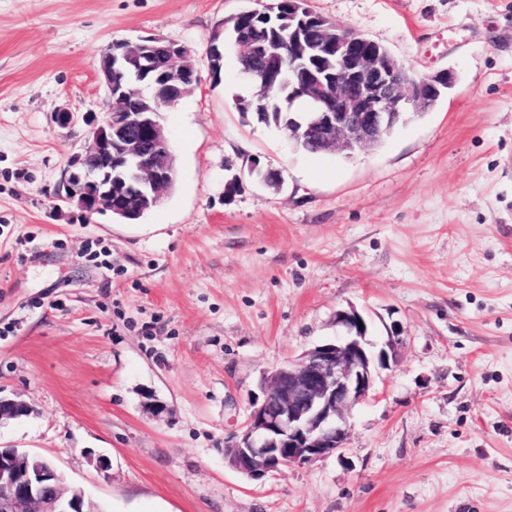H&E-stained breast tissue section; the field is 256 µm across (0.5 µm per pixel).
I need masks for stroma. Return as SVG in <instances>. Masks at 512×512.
Listing matches in <instances>:
<instances>
[{"label":"stroma","mask_w":512,"mask_h":512,"mask_svg":"<svg viewBox=\"0 0 512 512\" xmlns=\"http://www.w3.org/2000/svg\"><path fill=\"white\" fill-rule=\"evenodd\" d=\"M255 5L0 0V396L32 408L0 446L91 512H512V0H309L415 76L457 74L349 158L243 117L234 53L211 75L207 36ZM141 36L191 47L200 81L160 115L174 190L124 225L56 199L86 127L55 115L108 111L100 58ZM351 305L402 324L399 364L342 457L245 480L224 442L262 372Z\"/></svg>","instance_id":"stroma-1"}]
</instances>
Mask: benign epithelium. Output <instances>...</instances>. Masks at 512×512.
I'll return each instance as SVG.
<instances>
[{
	"label": "benign epithelium",
	"mask_w": 512,
	"mask_h": 512,
	"mask_svg": "<svg viewBox=\"0 0 512 512\" xmlns=\"http://www.w3.org/2000/svg\"><path fill=\"white\" fill-rule=\"evenodd\" d=\"M313 30L319 38L310 37ZM235 49L253 63L243 69L248 80L279 69L281 54L272 47L238 41ZM161 59L162 80L147 96L127 74ZM100 75L110 108L103 120L89 124L59 198L89 218L113 212L134 221L176 181L175 155L159 117L161 108L198 84L195 52L161 37L127 40L121 53L106 51ZM288 75V106L301 108L289 138L322 152L374 147L405 123L404 116L433 107L456 81L452 70L416 77L379 43L315 13L308 0L288 2ZM251 172L269 188L282 186L273 169L254 161ZM333 325L334 338L263 371V400L250 405L243 429L224 441L225 464L246 480L263 481L290 465L342 454L352 409L399 363V321L384 325L386 335L374 340L369 317L350 306L336 311ZM29 414L25 402L0 397V422ZM0 512H85L84 497L48 459L0 448Z\"/></svg>",
	"instance_id": "1"
}]
</instances>
